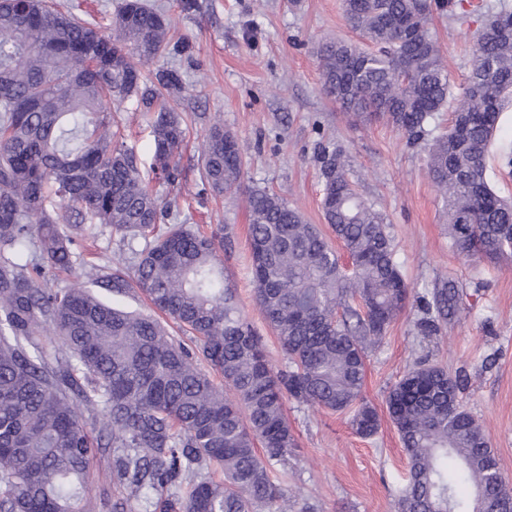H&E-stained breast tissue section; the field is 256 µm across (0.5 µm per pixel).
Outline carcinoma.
Wrapping results in <instances>:
<instances>
[{
	"mask_svg": "<svg viewBox=\"0 0 512 512\" xmlns=\"http://www.w3.org/2000/svg\"><path fill=\"white\" fill-rule=\"evenodd\" d=\"M365 45L319 48L324 92L363 123L411 143L432 137L427 166L465 257H512V202L487 180L486 156L512 106V10L472 43L467 84L453 95L430 23L464 24L480 0H341ZM111 37L48 0H0V512H288L267 468L295 446L285 397L348 411L374 435L362 395L365 352L405 308L409 289L383 213L356 192L339 146H318L321 207L349 262L300 211L266 189L246 196L254 297L288 365L275 368L224 280L223 228L162 229L165 210L112 108L136 98L150 115L151 171L183 179L182 117L159 103L184 88L166 68L164 19L124 0ZM453 104L448 126L430 129ZM243 148L218 118L202 144L203 185L241 189ZM120 237L133 277L88 265L76 237ZM80 270L60 287L54 270ZM136 288L150 312L123 304ZM460 300L448 280L420 326L438 334ZM187 340L177 339L170 324ZM465 379L435 364L407 371L387 408L409 459L400 512H512L489 437L463 407ZM263 453H258L256 445ZM112 463V495L90 467Z\"/></svg>",
	"mask_w": 512,
	"mask_h": 512,
	"instance_id": "cac0c4a2",
	"label": "carcinoma"
}]
</instances>
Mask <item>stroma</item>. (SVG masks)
I'll return each instance as SVG.
<instances>
[{
  "label": "stroma",
  "instance_id": "1",
  "mask_svg": "<svg viewBox=\"0 0 512 512\" xmlns=\"http://www.w3.org/2000/svg\"><path fill=\"white\" fill-rule=\"evenodd\" d=\"M147 2L161 12L171 42L183 50L145 64L143 72L150 77L161 65L179 69L184 91L167 104L188 125L183 185L172 189L156 179L152 186L164 200L176 202L170 223L223 225L224 276L273 366H283L286 357L253 299L243 194L216 196L202 189L200 148L213 117H221L246 148L244 191L265 188L278 194L326 235L331 229L321 211L317 145H341L359 193L387 218L410 291L382 342L367 352L363 396L378 412L377 433L361 437L349 414L286 399L295 446L287 460L269 462L273 479L290 501L310 503L313 512H398L409 464L386 397L409 367L429 360L450 375H466L462 403L485 429L512 484V260L463 257L448 240L426 145L407 144L400 132L380 123L355 122L323 92L319 44L328 38L359 39L341 0H198L194 12L183 10V0ZM482 26L477 18L462 26L444 17L433 20L454 91L465 83L469 42ZM138 109L136 100L125 101L115 118L126 124V141L146 164L151 137ZM509 146L512 107L505 109L487 157L488 180L506 198L512 197V164L502 150ZM445 277L456 281L461 309L439 334L429 335L419 326L423 300Z\"/></svg>",
  "mask_w": 512,
  "mask_h": 512
}]
</instances>
